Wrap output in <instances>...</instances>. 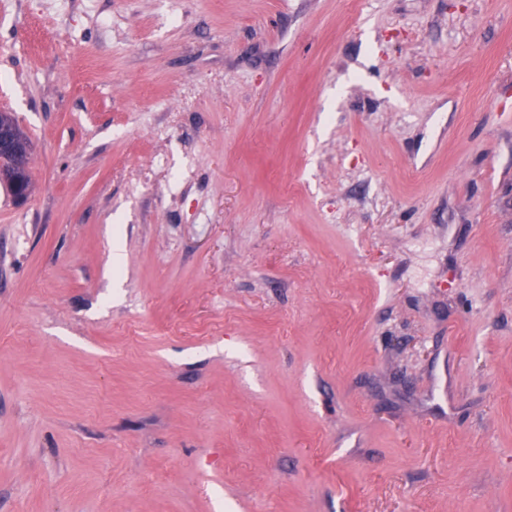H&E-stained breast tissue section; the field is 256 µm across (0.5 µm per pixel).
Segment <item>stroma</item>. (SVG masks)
<instances>
[{"mask_svg": "<svg viewBox=\"0 0 512 512\" xmlns=\"http://www.w3.org/2000/svg\"><path fill=\"white\" fill-rule=\"evenodd\" d=\"M1 109L0 512H512V0H0ZM33 143L25 135L18 121L12 113H0V175L4 177L8 185L13 181L15 170H26L29 167Z\"/></svg>", "mask_w": 512, "mask_h": 512, "instance_id": "obj_1", "label": "stroma"}]
</instances>
